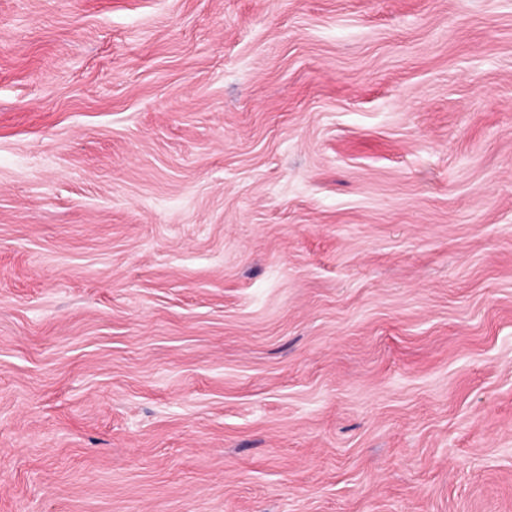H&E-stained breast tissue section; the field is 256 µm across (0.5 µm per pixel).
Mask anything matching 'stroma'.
<instances>
[{"instance_id": "35a3bbf8", "label": "stroma", "mask_w": 512, "mask_h": 512, "mask_svg": "<svg viewBox=\"0 0 512 512\" xmlns=\"http://www.w3.org/2000/svg\"><path fill=\"white\" fill-rule=\"evenodd\" d=\"M0 512H512V0H0Z\"/></svg>"}]
</instances>
